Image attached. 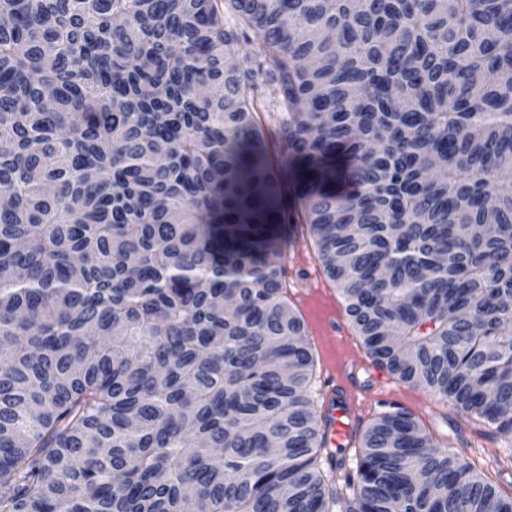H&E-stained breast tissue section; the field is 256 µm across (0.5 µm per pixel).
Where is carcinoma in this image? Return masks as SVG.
I'll use <instances>...</instances> for the list:
<instances>
[{"label":"carcinoma","mask_w":512,"mask_h":512,"mask_svg":"<svg viewBox=\"0 0 512 512\" xmlns=\"http://www.w3.org/2000/svg\"><path fill=\"white\" fill-rule=\"evenodd\" d=\"M511 175L512 0H0V512H512L400 408L328 463L284 267L512 447Z\"/></svg>","instance_id":"cac0c4a2"}]
</instances>
